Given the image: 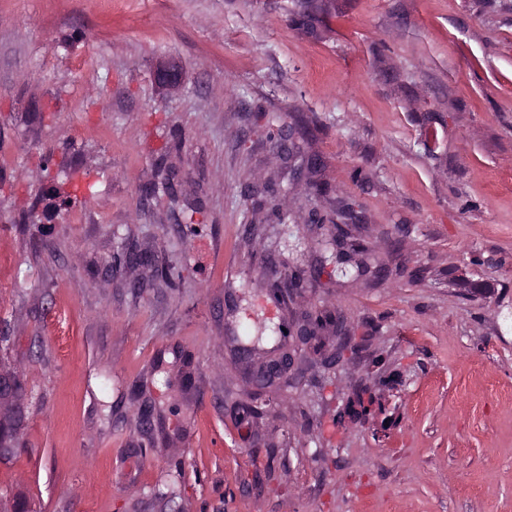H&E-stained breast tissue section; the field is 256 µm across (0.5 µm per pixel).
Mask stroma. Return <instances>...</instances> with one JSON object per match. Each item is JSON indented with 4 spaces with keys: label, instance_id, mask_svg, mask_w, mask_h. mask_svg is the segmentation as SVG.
Listing matches in <instances>:
<instances>
[{
    "label": "stroma",
    "instance_id": "35a3bbf8",
    "mask_svg": "<svg viewBox=\"0 0 512 512\" xmlns=\"http://www.w3.org/2000/svg\"><path fill=\"white\" fill-rule=\"evenodd\" d=\"M344 205L362 277L316 249ZM270 268L358 351L245 422ZM0 364L32 512H512V0H0Z\"/></svg>",
    "mask_w": 512,
    "mask_h": 512
}]
</instances>
